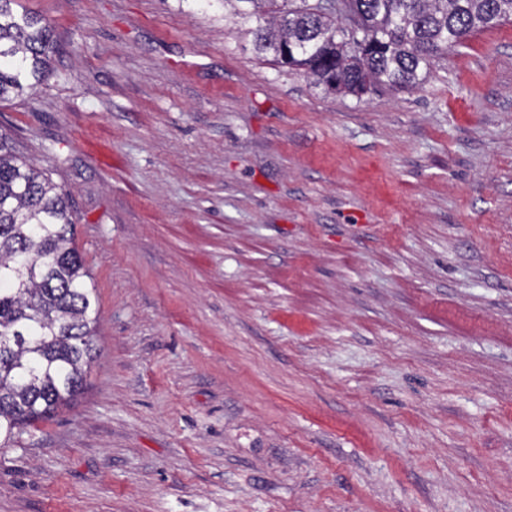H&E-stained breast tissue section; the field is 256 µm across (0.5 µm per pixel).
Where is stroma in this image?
Segmentation results:
<instances>
[{
    "mask_svg": "<svg viewBox=\"0 0 512 512\" xmlns=\"http://www.w3.org/2000/svg\"><path fill=\"white\" fill-rule=\"evenodd\" d=\"M23 2L57 51L0 134L101 321L0 512H512V23L357 97L224 0Z\"/></svg>",
    "mask_w": 512,
    "mask_h": 512,
    "instance_id": "obj_1",
    "label": "stroma"
}]
</instances>
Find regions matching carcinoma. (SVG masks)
<instances>
[{"label":"carcinoma","mask_w":512,"mask_h":512,"mask_svg":"<svg viewBox=\"0 0 512 512\" xmlns=\"http://www.w3.org/2000/svg\"><path fill=\"white\" fill-rule=\"evenodd\" d=\"M224 0L250 25L257 55L302 68L335 93L413 88L434 59L512 20V0ZM361 30H347L352 17ZM52 27L21 0H0V100L41 84ZM68 194L0 137V438L53 415L81 392L100 310L74 242Z\"/></svg>","instance_id":"cac0c4a2"}]
</instances>
